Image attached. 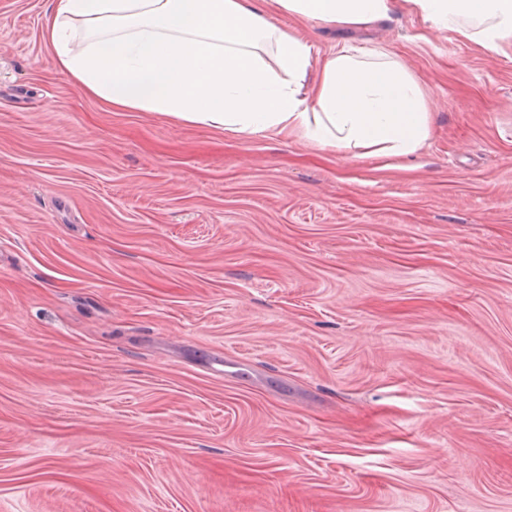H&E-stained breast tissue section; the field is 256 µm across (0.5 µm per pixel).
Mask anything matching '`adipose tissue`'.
Wrapping results in <instances>:
<instances>
[{"instance_id": "obj_1", "label": "adipose tissue", "mask_w": 512, "mask_h": 512, "mask_svg": "<svg viewBox=\"0 0 512 512\" xmlns=\"http://www.w3.org/2000/svg\"><path fill=\"white\" fill-rule=\"evenodd\" d=\"M399 4L487 52L512 48V0H51L42 35L58 72L113 111L404 159L430 133L416 78L377 49L344 46L316 60L311 41L275 23L286 14L361 28ZM77 27L78 51L69 46Z\"/></svg>"}]
</instances>
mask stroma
Returning a JSON list of instances; mask_svg holds the SVG:
<instances>
[{"label": "stroma", "mask_w": 512, "mask_h": 512, "mask_svg": "<svg viewBox=\"0 0 512 512\" xmlns=\"http://www.w3.org/2000/svg\"><path fill=\"white\" fill-rule=\"evenodd\" d=\"M47 5L0 0V512H512V52L277 17L428 93L357 159L112 111Z\"/></svg>", "instance_id": "obj_1"}]
</instances>
